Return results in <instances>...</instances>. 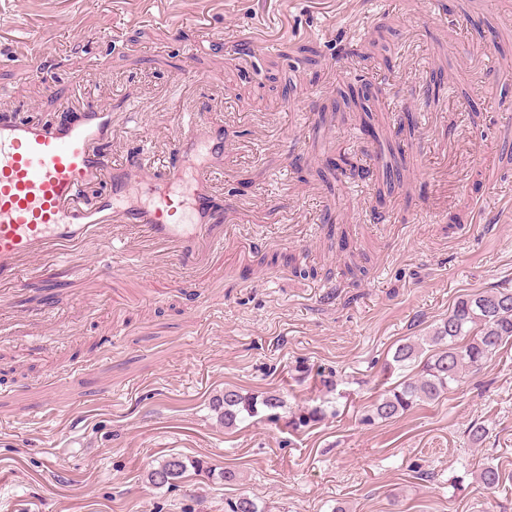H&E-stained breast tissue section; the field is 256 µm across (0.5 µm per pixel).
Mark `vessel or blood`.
Here are the masks:
<instances>
[{"label":"vessel or blood","instance_id":"1","mask_svg":"<svg viewBox=\"0 0 512 512\" xmlns=\"http://www.w3.org/2000/svg\"><path fill=\"white\" fill-rule=\"evenodd\" d=\"M111 135L108 104L64 125L0 122V276L50 253L69 257L107 228L113 251L149 245L185 268L211 251L224 232L213 191L223 134L196 128L165 160L119 167L100 151ZM96 184L104 192L84 201L80 188Z\"/></svg>","mask_w":512,"mask_h":512}]
</instances>
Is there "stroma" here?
Returning a JSON list of instances; mask_svg holds the SVG:
<instances>
[{"label": "stroma", "mask_w": 512, "mask_h": 512, "mask_svg": "<svg viewBox=\"0 0 512 512\" xmlns=\"http://www.w3.org/2000/svg\"><path fill=\"white\" fill-rule=\"evenodd\" d=\"M0 15L16 20L0 30V120L57 125L111 103L105 152L121 164L167 156L206 114L229 147L225 232L263 242L184 268L115 257L107 232L0 280V512H229L243 494L260 512H512V342L439 400L364 419L417 372L387 370L397 345L460 297L512 287V56L461 24L512 40V0H0ZM236 29L263 48L227 63ZM302 46L317 63L295 72ZM31 54L47 81L20 72ZM440 66L451 78L425 99ZM358 77L380 89L384 136L403 110L417 118L405 183L384 198L375 178L316 173L338 155L377 165L358 109L313 131ZM50 308L59 323L35 338ZM228 387L284 404L228 429ZM172 456L201 466L150 484ZM487 464L498 489L478 478Z\"/></svg>", "instance_id": "stroma-1"}]
</instances>
